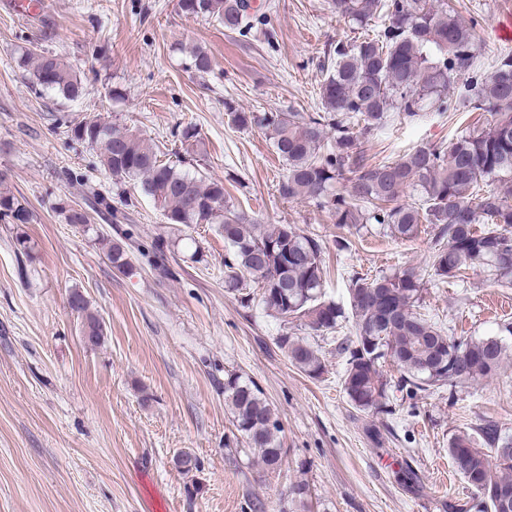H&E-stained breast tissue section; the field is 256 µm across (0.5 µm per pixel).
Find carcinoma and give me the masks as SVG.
Returning a JSON list of instances; mask_svg holds the SVG:
<instances>
[{"mask_svg": "<svg viewBox=\"0 0 512 512\" xmlns=\"http://www.w3.org/2000/svg\"><path fill=\"white\" fill-rule=\"evenodd\" d=\"M190 15L213 19L241 37L270 36L268 19L252 0H180ZM336 14L360 30L353 40H338L324 53L325 73L319 93L320 112H266L224 102L232 124L257 128L271 140L286 172L277 183L280 197L305 199L330 214L336 224V247L352 245L349 235L376 224L397 240L432 235L431 269L440 280H458L469 270L482 271L503 285L512 284V54L481 71L475 65L474 25L463 22L446 0H332ZM32 69L35 83L66 99L84 90L72 65L49 50L27 48L17 59ZM199 74L211 71L212 57L200 48L190 52ZM459 87L458 99L469 112L489 114L479 126L439 144L411 147L398 159L376 162L366 144L391 117L414 121L425 105L440 112L448 88ZM71 137L99 152L100 163L119 181L130 183L153 200L166 223L189 227L214 224L228 247L224 288L240 292L245 282L258 289L244 302L257 305L284 324L298 323L318 336L352 321L353 335L336 339L345 357L341 386L350 406L360 413L385 412L389 382L383 367L399 372L397 388L411 396L431 390L456 389L496 375L509 356L505 321L494 336L474 338L445 334L421 312L424 283L414 269L354 275L347 306L322 299L326 276L324 242L291 224H263L237 211L227 199L224 181L205 180L184 169L185 158L161 160L158 146L129 129L83 119ZM184 153L194 159L206 153L197 130L181 132ZM417 195L412 204L402 198ZM112 206L102 193L92 209L117 224L133 205ZM65 223L90 226L86 208L59 203ZM27 207L8 191H0V221L28 224ZM109 244L107 259L119 272L131 269L130 233ZM150 266L157 276H172L164 251L156 246ZM81 319V332L97 346L104 338L99 316L82 293L68 298ZM276 345L288 362L311 379L326 372L321 347L283 331ZM224 404L230 410L234 439L257 452L263 467L282 465L283 428L262 389L235 372L224 374ZM448 455L456 472L473 492L461 512H512V434L494 421L448 439ZM175 464L189 474L200 469L190 452ZM312 490L306 480L288 487V504L309 512Z\"/></svg>", "mask_w": 512, "mask_h": 512, "instance_id": "carcinoma-1", "label": "carcinoma"}]
</instances>
